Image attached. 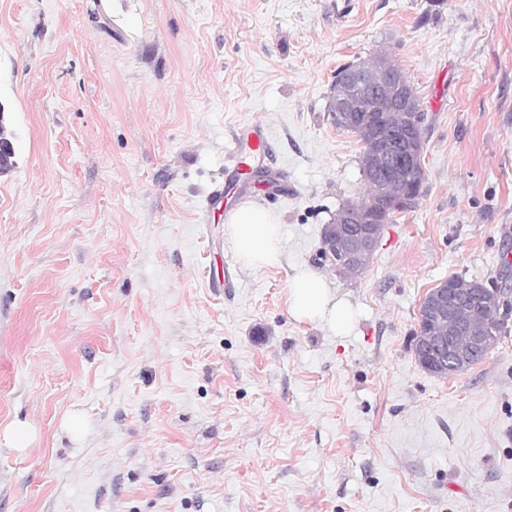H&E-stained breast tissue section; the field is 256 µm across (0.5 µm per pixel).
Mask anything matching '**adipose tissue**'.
<instances>
[{
	"label": "adipose tissue",
	"mask_w": 512,
	"mask_h": 512,
	"mask_svg": "<svg viewBox=\"0 0 512 512\" xmlns=\"http://www.w3.org/2000/svg\"><path fill=\"white\" fill-rule=\"evenodd\" d=\"M240 263L250 269L277 266L284 256L280 215L254 202L242 203L225 220ZM288 312L299 323L319 324L347 335L356 319L351 304L336 295L319 271L302 265L288 280Z\"/></svg>",
	"instance_id": "adipose-tissue-1"
}]
</instances>
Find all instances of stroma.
<instances>
[{"label":"stroma","instance_id":"stroma-1","mask_svg":"<svg viewBox=\"0 0 512 512\" xmlns=\"http://www.w3.org/2000/svg\"><path fill=\"white\" fill-rule=\"evenodd\" d=\"M382 47L426 179L343 276L323 229L364 186L331 91ZM0 105V425L40 431L0 447V512H512V313L469 371L413 352L429 289L512 259V0H0ZM251 122L280 190L227 171ZM218 184L278 212L284 260L217 293ZM300 265L348 335L290 317ZM61 429L74 442H80L89 431L88 421L80 411L67 412L62 421ZM39 437L37 428L28 421L15 420L4 428L0 429V446L12 448L22 453L34 444ZM24 442L23 447L20 443Z\"/></svg>","mask_w":512,"mask_h":512}]
</instances>
